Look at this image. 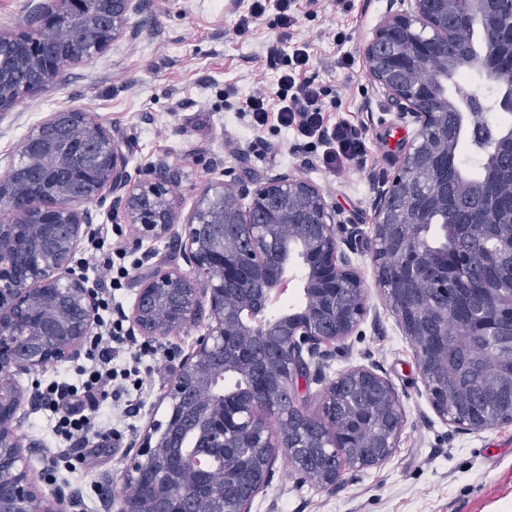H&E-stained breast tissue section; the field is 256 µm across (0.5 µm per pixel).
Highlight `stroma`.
I'll return each instance as SVG.
<instances>
[{
	"label": "stroma",
	"instance_id": "stroma-1",
	"mask_svg": "<svg viewBox=\"0 0 512 512\" xmlns=\"http://www.w3.org/2000/svg\"><path fill=\"white\" fill-rule=\"evenodd\" d=\"M250 0H142L124 32L92 59L66 71L64 85L23 96L0 111V177L19 158L30 128L50 113L81 109L94 113L129 159L136 181H149L157 166L174 175L168 185L179 219H186L201 190L211 181L252 184L276 171H293L320 187L337 211L336 219L353 231L351 257L368 287L376 312L360 333L332 351L323 381L296 382L298 404L322 414L326 382L349 367L363 366L396 387L406 421L398 448L380 467L350 470L336 490H323L278 460L266 491L253 512H512V423L479 433L454 431L431 408L414 351L399 331L375 284L373 199L377 186L399 166L414 126L398 120L395 103L373 82L364 46L386 7V0H296L295 40L305 43L309 73L339 100L328 109L329 122L343 118L362 130L369 148L367 165L338 175L327 173L313 149L299 145L292 131L269 120L254 129L250 118L224 97L232 88L238 100L257 88L275 92L287 47L273 14L253 19L245 36L235 22ZM351 63L339 65L341 56ZM153 257L133 271L117 291L120 310L131 307L142 277L156 267H183L167 241L152 242ZM207 318L183 326L155 342L169 356L149 390L100 401L97 421L117 420L128 432L118 444L93 448L88 465L76 473L42 471L55 448V416L23 406L21 433L38 440L22 455L45 499L76 498L77 512H116L124 496L135 445L150 421H165L161 397L180 362L206 334Z\"/></svg>",
	"mask_w": 512,
	"mask_h": 512
}]
</instances>
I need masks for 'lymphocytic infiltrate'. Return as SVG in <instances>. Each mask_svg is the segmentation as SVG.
<instances>
[{"label":"lymphocytic infiltrate","instance_id":"lymphocytic-infiltrate-1","mask_svg":"<svg viewBox=\"0 0 512 512\" xmlns=\"http://www.w3.org/2000/svg\"><path fill=\"white\" fill-rule=\"evenodd\" d=\"M295 0H252L249 12L240 16L236 23L238 35H246L252 19L273 12L282 30V40L290 41L291 51L286 67L278 79L275 98H268L266 92L258 90L242 104V111L248 112L253 126L262 127L269 117H276L280 126L292 129L297 138L310 140L322 149V165L331 174L351 168H361L367 163V146L360 129L348 121L340 120L332 126L324 124V100L328 89L314 79H300V72L307 66L310 55L306 45L290 40L289 31L296 26L298 18L294 13ZM87 259L96 272L95 283L99 291L97 309L100 321L96 331L89 338L87 366L81 367L77 382L47 383L42 393L70 400L75 408L56 420L54 432L65 442V449L54 454L47 466L48 472L61 469L76 470L87 459L79 446L88 437H95L98 443H105L122 435L118 427L101 424L91 425L80 412L81 406L97 405L108 394L128 391H142L147 379L139 364L124 367L114 365L113 348L117 345L132 344L133 338L124 327L123 318L113 317L112 297L120 290L130 272L137 269L140 261L132 256L121 244L112 242L100 233L89 236Z\"/></svg>","mask_w":512,"mask_h":512}]
</instances>
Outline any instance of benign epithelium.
<instances>
[{"label": "benign epithelium", "mask_w": 512, "mask_h": 512, "mask_svg": "<svg viewBox=\"0 0 512 512\" xmlns=\"http://www.w3.org/2000/svg\"><path fill=\"white\" fill-rule=\"evenodd\" d=\"M140 4L112 0L107 30L80 52L81 58L105 49ZM450 15L484 27L512 28V0H387L364 47L370 78L397 103L398 119L416 126L395 175L375 191L377 241H394L403 224L426 223L413 207L410 188L411 166L421 158L431 162L432 208L446 213L455 203L448 190V160L455 158L457 144L439 123L456 110L461 96L457 90L448 93V80L457 71L478 62L503 90L499 106L512 108V65L497 63L494 43L485 45L475 61H447L429 82H411V73H425L433 65L438 44L453 39ZM15 94L0 73V109L12 106ZM75 121L100 145L87 172L90 191L80 199L67 192V182L77 173L73 161L61 156L48 169L40 158L42 149L61 141ZM497 141L509 161H493L489 173L495 178L505 170L512 176V133ZM25 147L0 180V199L7 202L0 210V512H62L44 504L20 451L36 443L23 444L19 410L37 399L17 377L80 357L96 320L95 302L70 263L92 223L86 204L111 194L125 223L139 228L137 244L167 239L191 267L189 274L160 269L140 282L128 315L132 328L160 340L204 312L212 321L163 396L171 409L167 420L150 422L138 445L141 465L162 459L164 471L151 472V482L135 476L139 492L123 499L119 512H204L207 499L217 494L212 474L184 455L164 457V449L183 445L188 436L197 456H224V512H251L281 448L294 468L331 490L344 471L377 467L389 459L403 430L404 410L388 378L364 367L345 370L324 389L320 418L293 398V381L308 378L314 362L358 335L369 314L368 285L346 252L350 241L315 183L290 171L237 190L213 181L187 223L179 224L172 199L161 191L168 180L165 167L155 169L159 178L151 184L133 180L118 143L89 112L51 113L30 129ZM469 223L484 225L486 265L512 263V226L500 229L493 203L486 200L474 209ZM402 256L400 272L423 287L406 289L396 301L377 254L376 284L414 349L436 415L472 433L511 422L512 278L485 288L484 272L472 267L466 248L439 255L424 238L403 246ZM296 280L302 282L303 302L271 315L272 304L288 295ZM450 316L464 335L494 341L483 359L491 376L476 380L474 387L494 404L497 419L474 414L469 398L431 381L448 377ZM228 376L246 379L247 387L219 393L218 382ZM274 415L276 431L268 424Z\"/></svg>", "instance_id": "7a95c632"}]
</instances>
